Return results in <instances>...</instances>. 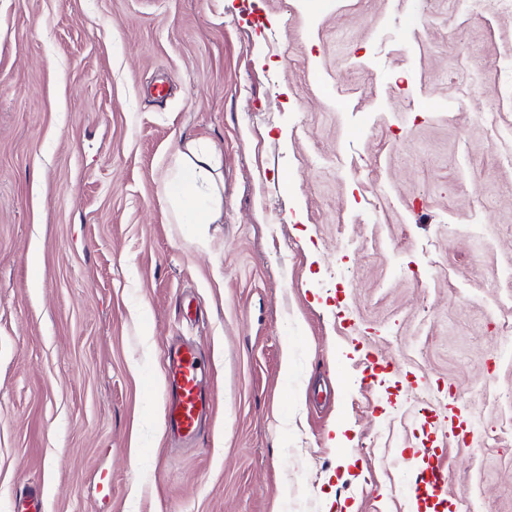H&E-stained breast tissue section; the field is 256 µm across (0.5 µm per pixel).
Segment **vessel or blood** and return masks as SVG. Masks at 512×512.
I'll use <instances>...</instances> for the list:
<instances>
[{
    "label": "vessel or blood",
    "instance_id": "vessel-or-blood-1",
    "mask_svg": "<svg viewBox=\"0 0 512 512\" xmlns=\"http://www.w3.org/2000/svg\"><path fill=\"white\" fill-rule=\"evenodd\" d=\"M163 369L164 424L176 439L193 441L211 408L201 352L193 342L173 341L163 352Z\"/></svg>",
    "mask_w": 512,
    "mask_h": 512
}]
</instances>
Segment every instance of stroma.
<instances>
[{"mask_svg": "<svg viewBox=\"0 0 512 512\" xmlns=\"http://www.w3.org/2000/svg\"><path fill=\"white\" fill-rule=\"evenodd\" d=\"M188 138L222 154L200 232L164 192ZM507 156L512 14L0 0V512H424L436 465L450 512H512V435L481 446L512 421ZM173 336L214 403L172 453Z\"/></svg>", "mask_w": 512, "mask_h": 512, "instance_id": "1", "label": "stroma"}]
</instances>
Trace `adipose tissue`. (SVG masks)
I'll use <instances>...</instances> for the list:
<instances>
[{"label":"adipose tissue","mask_w":512,"mask_h":512,"mask_svg":"<svg viewBox=\"0 0 512 512\" xmlns=\"http://www.w3.org/2000/svg\"><path fill=\"white\" fill-rule=\"evenodd\" d=\"M178 170L188 172L191 188L170 201L185 224H216L224 214L221 158L214 146L190 139L177 151Z\"/></svg>","instance_id":"1"}]
</instances>
